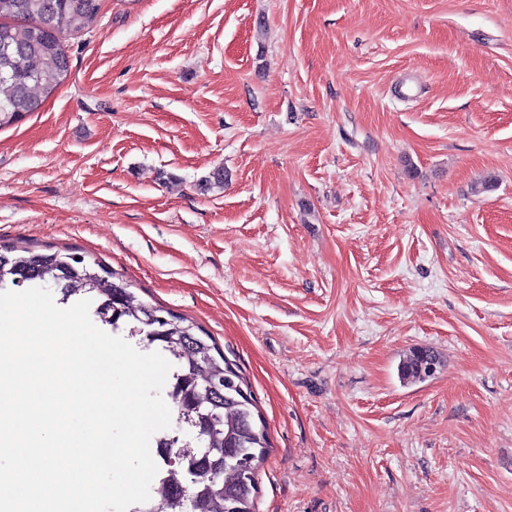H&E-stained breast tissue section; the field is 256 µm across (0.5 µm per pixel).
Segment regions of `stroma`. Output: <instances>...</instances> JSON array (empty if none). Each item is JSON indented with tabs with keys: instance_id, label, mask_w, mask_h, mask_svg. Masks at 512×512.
Wrapping results in <instances>:
<instances>
[{
	"instance_id": "stroma-1",
	"label": "stroma",
	"mask_w": 512,
	"mask_h": 512,
	"mask_svg": "<svg viewBox=\"0 0 512 512\" xmlns=\"http://www.w3.org/2000/svg\"><path fill=\"white\" fill-rule=\"evenodd\" d=\"M64 46L0 131V246L217 342L268 426L256 512H512V0H102ZM439 364V359L430 350H418L403 360L400 366V374L404 380H420L429 377L433 373L434 366Z\"/></svg>"
}]
</instances>
